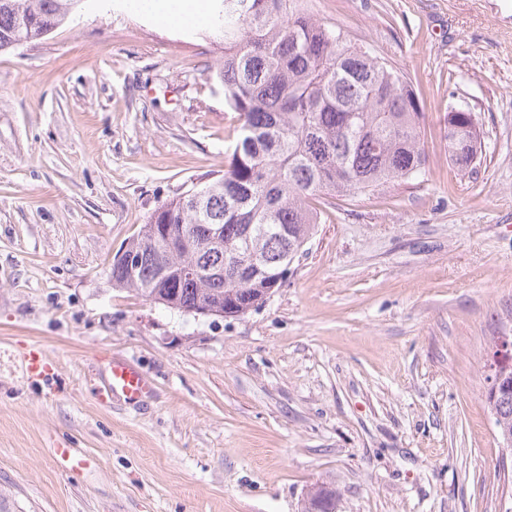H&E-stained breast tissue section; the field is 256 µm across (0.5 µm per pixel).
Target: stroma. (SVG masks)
<instances>
[{"mask_svg":"<svg viewBox=\"0 0 512 512\" xmlns=\"http://www.w3.org/2000/svg\"><path fill=\"white\" fill-rule=\"evenodd\" d=\"M133 2L84 0L0 53V492L17 512H301L323 484L336 512H512L484 397L512 330V0H304L408 78L428 172L322 207L287 281L233 317L109 275L236 136L207 27ZM452 107L483 132L476 173L449 160ZM113 358L148 400H100Z\"/></svg>","mask_w":512,"mask_h":512,"instance_id":"stroma-1","label":"stroma"}]
</instances>
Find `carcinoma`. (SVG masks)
<instances>
[{"mask_svg":"<svg viewBox=\"0 0 512 512\" xmlns=\"http://www.w3.org/2000/svg\"><path fill=\"white\" fill-rule=\"evenodd\" d=\"M81 0H0V51L43 39ZM299 0H214L211 37L224 45L217 76L237 138L224 173L158 207L129 247L136 263L112 262V285L187 313L208 302L242 315L253 294L274 287L284 257L315 234L327 199L372 192L426 174L420 111L402 73L344 33L298 7ZM448 156L476 168L481 132L473 112L450 108ZM193 224L224 228V246L183 252L174 265L224 271L197 280L159 279L162 241ZM253 255L255 262H238Z\"/></svg>","mask_w":512,"mask_h":512,"instance_id":"obj_1","label":"carcinoma"}]
</instances>
